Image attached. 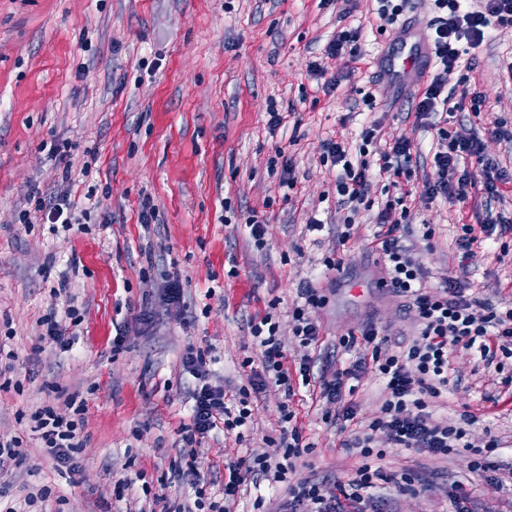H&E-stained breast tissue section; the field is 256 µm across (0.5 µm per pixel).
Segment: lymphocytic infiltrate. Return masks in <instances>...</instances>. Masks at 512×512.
<instances>
[{
    "label": "lymphocytic infiltrate",
    "instance_id": "obj_1",
    "mask_svg": "<svg viewBox=\"0 0 512 512\" xmlns=\"http://www.w3.org/2000/svg\"><path fill=\"white\" fill-rule=\"evenodd\" d=\"M444 17L438 18L430 37L434 49V75L418 97L415 112L417 120L430 121L437 135V150L432 158V173L422 185L412 181L414 174L411 142L397 140L379 154L377 163L352 160L344 143L333 139L320 144L323 157L329 158L340 169L336 194L341 206L358 212L367 199L373 177L384 179L386 196L375 217V230L369 247L378 253L384 264L385 280L399 295L412 303L418 317L420 333L407 345H393L384 330L370 324L360 333L348 334L337 341L338 348L358 350L359 355L350 367L333 370L330 375L313 378L310 362H302L298 378H291L284 366L286 355L278 336L279 324L272 313L254 317L250 329L262 356V369L253 373L248 388L242 389L238 408L224 402V388L209 383L206 361L201 352L187 351L183 358L185 373L196 379L191 394L190 423L185 428L184 441L195 444L197 438L208 436L216 429L233 431L244 427L251 416L250 398L262 393L268 383L280 387L285 397H293L295 383L309 385L318 380L320 394L328 402L342 405L343 420L355 417L353 404L348 403L349 380L371 372L382 381L384 401L378 416L365 430L343 446L357 451L361 462L350 478L337 483L335 489L314 482L288 485V497L280 512H383L378 491L386 485L406 490L420 482V474L404 472L398 475L385 471L382 461L384 449L374 447L377 433H385L394 447L409 452H426L433 456L449 454L469 455L470 470L484 478L497 479L501 466L494 455L499 448L497 439L475 444L469 438V428L477 422L475 413L461 414L457 421L434 419L429 409L430 399L446 391L448 359L455 348L462 347L476 354L486 364H493L497 355L512 358V308L501 311L488 301L476 297L465 276H448L443 286L426 290L422 285L425 272L420 262L404 245L401 226L393 220L397 208L405 207L414 192H422L428 199H457L466 201L472 190L482 191L484 197L499 196L497 178L478 180L468 169L472 160L480 158L478 137H465L448 128L449 118L455 113L470 111L480 114L484 100L478 93L464 89L455 93L447 88L448 81L458 68L474 69V59L464 58L463 46L480 47L490 35L492 23L512 20V0H483L479 10L463 9L461 0H436ZM49 154L58 173L56 191L46 198L35 194V209L42 212L47 223L70 229L80 223L81 215L71 200L72 163L70 143H51ZM83 407H76L73 418L58 415L53 407L45 406L31 413L35 430L40 431L58 468L73 470L74 454L79 448L77 437L84 421ZM283 423L278 446L281 460H272L264 454L229 465V476L224 481L223 502H197L196 506L176 505L173 512H226L228 505L239 497L242 487H260L261 483H287L286 475L295 459L311 453L304 444L300 429L294 425V414L281 407Z\"/></svg>",
    "mask_w": 512,
    "mask_h": 512
}]
</instances>
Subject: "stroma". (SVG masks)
<instances>
[{"instance_id": "obj_1", "label": "stroma", "mask_w": 512, "mask_h": 512, "mask_svg": "<svg viewBox=\"0 0 512 512\" xmlns=\"http://www.w3.org/2000/svg\"><path fill=\"white\" fill-rule=\"evenodd\" d=\"M376 8L375 0H335L326 9L319 0H0V349L15 354L9 377H0V437L24 440L8 499L50 489L42 512H162L164 503L199 495L221 500L227 464L254 451L275 453L283 399L268 387L251 403L244 439L216 430L197 444L203 487L171 482L196 384L181 359L190 348L204 352L210 382L223 385L225 403L236 407L251 373L244 362L260 358L248 321L270 302L278 304L293 376L305 357L318 369L329 361L348 367L355 353L334 345L370 320L392 338L417 336L413 312L381 287L382 264L365 246L374 210L360 211L358 233L341 241L349 210L337 203V167L320 154L327 138L358 151L362 127L375 120L381 133L369 160L385 143L409 140L420 151L417 177L430 171L436 132L418 122L414 95L377 83L376 59L405 56L401 23L428 32L440 12L434 0H407L397 23L385 25ZM346 26L362 29L360 58L325 51ZM475 54L467 83L483 96L486 117L510 131L512 22L496 24ZM313 62L320 75L310 73ZM369 92L373 112L362 103ZM273 101L283 114L274 131L267 114ZM54 140L73 145L72 201L89 208L88 193L98 195L80 232L14 219L31 191L50 193L55 171L45 145ZM279 149L298 176L290 191L268 167ZM146 198L158 213L147 233L139 223ZM268 198L273 207H265ZM407 207V240L429 284L464 269L480 298L512 306V232L466 256L456 245L462 225L512 218V182L492 200L432 201L417 193ZM252 209L267 218L261 249L242 229ZM312 218L323 230H308ZM145 245L160 270L179 274L186 311L162 307L164 282L148 273ZM329 256L340 270L325 269ZM63 272L67 296L84 316L66 352L41 336L49 310H65L66 296L53 293ZM309 285L327 303L309 311L321 332L305 348L291 314ZM143 311L155 314L145 331L134 322ZM450 372L434 417L480 412L473 439H498L501 464L512 463V400L488 401L502 394L512 358L499 373L459 348ZM72 398L87 411L79 470L68 479L23 418L44 405L66 412ZM288 402L314 448L297 461L293 480H345L359 459L326 420L336 405L306 388ZM377 441L387 451L386 471L424 477L415 490L384 491L386 512H452L448 487L456 480L469 484L471 512H512V479L500 484L472 474L463 455L411 454L385 436Z\"/></svg>"}]
</instances>
